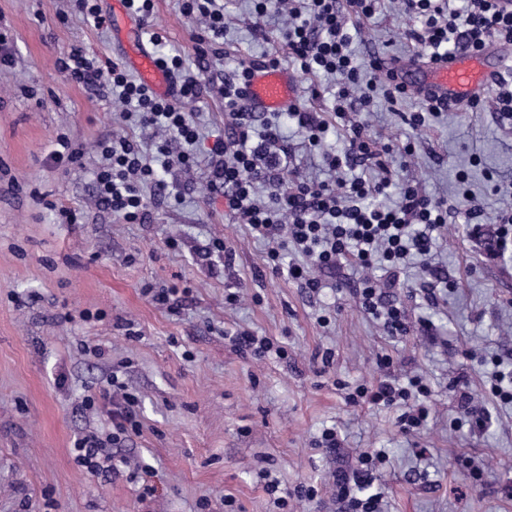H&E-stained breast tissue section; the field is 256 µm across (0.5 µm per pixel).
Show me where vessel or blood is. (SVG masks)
Instances as JSON below:
<instances>
[{
  "label": "vessel or blood",
  "instance_id": "1",
  "mask_svg": "<svg viewBox=\"0 0 512 512\" xmlns=\"http://www.w3.org/2000/svg\"><path fill=\"white\" fill-rule=\"evenodd\" d=\"M112 27L114 40L125 46V60L141 79L160 92H168L169 79L142 41L144 25L140 18L129 15L122 0H113ZM383 69L394 70L408 87L459 105L482 98L494 74L512 67V53L492 44L477 55L459 54L452 60L416 67L398 68L388 58L380 61ZM299 78L294 73L271 65L253 69L247 87V100L253 111L269 114L285 112L296 106Z\"/></svg>",
  "mask_w": 512,
  "mask_h": 512
}]
</instances>
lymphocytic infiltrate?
<instances>
[{
  "label": "lymphocytic infiltrate",
  "mask_w": 512,
  "mask_h": 512,
  "mask_svg": "<svg viewBox=\"0 0 512 512\" xmlns=\"http://www.w3.org/2000/svg\"><path fill=\"white\" fill-rule=\"evenodd\" d=\"M377 0H288L290 20L280 40L297 72L331 75L338 82L328 114L292 109L287 114L250 110L244 87L252 67L281 66L283 59L265 54L244 62L217 87L224 98L230 135L202 147L186 102L200 98L211 84L192 73L181 55H162L159 65L170 75L172 89L157 94L130 76L117 62L101 63L72 50L58 68L72 82L91 85L122 104V121L150 131V138L122 134L103 136L95 144L100 163L94 172L97 201L126 224H144L154 206L171 204L180 195L164 181L166 173L188 172L205 161L207 188L223 197L224 213L247 226L256 239L268 242L266 265L299 287L315 292L320 272L346 262L362 271L356 290L359 309L392 337L411 331L406 309L391 294L406 271L411 255H428L448 222V202L426 194L419 184L396 183L398 157L393 145L372 137L364 122L350 120L348 102L358 97L370 109L375 91L390 103L406 97L407 88L378 64L376 55L354 57L351 27L371 18ZM181 12L199 21L193 38L199 54L220 53L224 45V0H181ZM410 21L407 38L424 47L433 63L459 52H478L493 43L512 44V12L498 0H401ZM346 124L345 143L330 153L332 181H315L291 163L284 133L293 123L311 145H321L331 120ZM400 200L387 204L391 187ZM371 382L354 386L348 403H368L398 410L403 433L424 428L431 387L423 376L396 375L390 359H382ZM82 406L103 408L111 430L107 437L89 433L76 441L77 462L89 472L120 476L119 463L106 444L119 445L139 434L136 395L119 381L84 395ZM383 451L364 453L359 466L334 475L342 512H382L380 494L370 492V462Z\"/></svg>",
  "instance_id": "1"
}]
</instances>
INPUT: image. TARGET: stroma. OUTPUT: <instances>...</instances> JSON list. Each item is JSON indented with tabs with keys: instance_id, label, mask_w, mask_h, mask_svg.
<instances>
[{
	"instance_id": "35a3bbf8",
	"label": "stroma",
	"mask_w": 512,
	"mask_h": 512,
	"mask_svg": "<svg viewBox=\"0 0 512 512\" xmlns=\"http://www.w3.org/2000/svg\"><path fill=\"white\" fill-rule=\"evenodd\" d=\"M251 8V0H224L219 60L198 59L180 0H155L154 23L166 51L229 75L281 49L287 16L271 4L259 36ZM408 24L398 0H380L352 49L360 58L376 49L425 60L403 37ZM1 31L15 64L0 71V512H199L204 498L210 512H277L270 477L283 491L316 487L294 512H339L333 473L375 448L386 453L373 486L385 512H512V404L496 402L487 386L495 363L512 365V254L488 257L463 222L467 194L482 197L489 226L512 201V123L492 112L495 89L484 109L444 112L417 131L402 119L418 110L416 94L395 105L376 97L363 116L382 141L413 144L403 177L453 206L431 259L448 291L433 305L416 276L397 284L392 294L411 318L432 322L398 339L359 310L351 289H329L334 279H359L349 265L322 273L327 287L314 297L272 275L268 243L225 217L223 198L207 194L204 167L169 175L182 202L153 208L149 223L125 224L99 208L94 144L124 133L119 107L68 81L56 61L79 48L122 62L111 30L84 20L74 0H0ZM61 135L83 148L65 171L48 160ZM48 199L79 211L78 223H57ZM172 237L178 248L167 247ZM214 239L235 249L232 265L198 255ZM148 284L189 287L181 314L149 302ZM232 292L240 296L233 305L225 301ZM228 329L277 339L287 360L234 350ZM98 344L104 357L91 352ZM383 355L432 386L420 435L400 433L393 411L345 400L343 384L371 380ZM114 374L138 397L142 431L116 449L126 465L111 480L79 466L73 448L87 432L107 434L103 415L78 403ZM463 390L488 409L484 429L461 425ZM332 426L341 447H315Z\"/></svg>"
}]
</instances>
